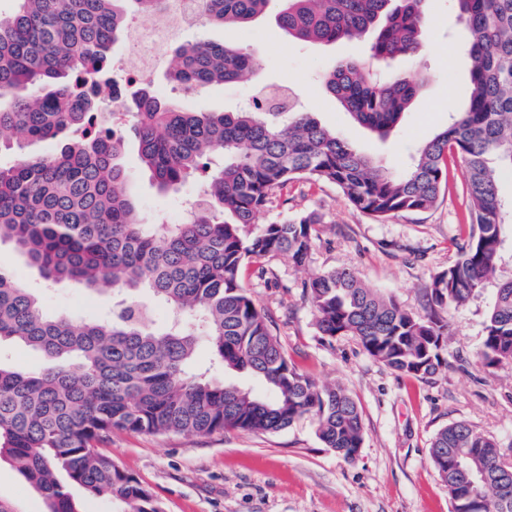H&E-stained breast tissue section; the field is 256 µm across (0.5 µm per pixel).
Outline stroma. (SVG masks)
I'll list each match as a JSON object with an SVG mask.
<instances>
[{"label":"stroma","instance_id":"1","mask_svg":"<svg viewBox=\"0 0 512 512\" xmlns=\"http://www.w3.org/2000/svg\"><path fill=\"white\" fill-rule=\"evenodd\" d=\"M430 25L422 47L393 68L422 79L423 87L400 125L383 140L354 124L322 84L340 61L363 56L359 44H315L288 40L273 16L248 29L209 22L177 31L174 45L200 40L238 46L255 54V81L190 89L154 77V91L187 108L231 112L261 89L291 91L298 106L312 112L359 151L393 172L401 171L409 147L431 139L461 110L468 95L467 65L448 35L457 31L455 0H427ZM125 116L123 165L126 188L147 224H175L189 205L202 198V179L178 192L159 193L143 170ZM320 216L319 238L306 270L287 260L276 263L279 286L253 278L245 284L297 370L320 383L343 384L357 401L363 419V444L354 460L323 446L313 417L305 416L275 433L227 431L206 436L147 435L113 431L104 452L146 486L163 512H451L448 489L430 459L434 434L463 421L512 447V367L491 369L479 356L483 314L491 301L483 295L450 314L445 356L448 366L432 377L400 376L350 337L320 335L302 294L307 272L348 267L380 294L410 312L422 313L432 277L447 268L465 239L468 219L463 165H456L437 205L428 211L400 213L378 222L354 209L330 185L297 181L289 203L267 211L263 222L296 213ZM0 268L41 295L47 312L76 319H108L112 298L71 282L46 285L11 244H0ZM0 502L12 512H43L39 494L15 466L0 460Z\"/></svg>","mask_w":512,"mask_h":512}]
</instances>
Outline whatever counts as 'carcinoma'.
Instances as JSON below:
<instances>
[{"label":"carcinoma","instance_id":"carcinoma-1","mask_svg":"<svg viewBox=\"0 0 512 512\" xmlns=\"http://www.w3.org/2000/svg\"><path fill=\"white\" fill-rule=\"evenodd\" d=\"M0 14V132L30 141L67 136L50 156L0 166V244L9 243L47 282L72 281L121 297L107 322L50 315L41 299L0 269V342L40 352L38 370L0 363V456L42 498L46 512H80L70 488L112 502L115 512H161L137 478L98 445L135 434L273 433L311 415L325 447L347 460L363 443L360 409L341 384L319 385L296 371L243 283V270L278 282L272 262L303 267L319 220L302 213L262 223L270 205L288 204L299 179L338 188L358 211L383 221L433 208L449 162L466 172L468 243L426 289L424 313L403 309L348 268H328L302 284L318 332L351 336L401 376L424 378L448 366L449 313L485 290L480 357L512 367V269L504 228L512 207L498 185L512 174V0H456L465 27L469 96L447 127L417 147L393 174L311 113L254 104L237 112H194L145 86L122 97L135 114L142 167L161 192L206 173L204 199L182 224L141 223L125 188L124 139L99 111L113 87L112 51L128 12L160 10L165 0H15ZM271 0H205L212 23L244 28ZM426 0H281L278 26L293 41L370 38L380 65L418 53ZM254 56L224 43L178 46L166 77L193 89L247 83ZM324 89L353 121L385 136L406 114L422 82L379 72L356 59L339 62ZM172 317L154 327L142 293ZM207 348L206 362L198 350ZM259 380L255 393L239 377ZM492 474L503 471L494 438L465 422L439 430L430 457L448 487L452 512H512L508 489L463 480L457 457Z\"/></svg>","mask_w":512,"mask_h":512}]
</instances>
